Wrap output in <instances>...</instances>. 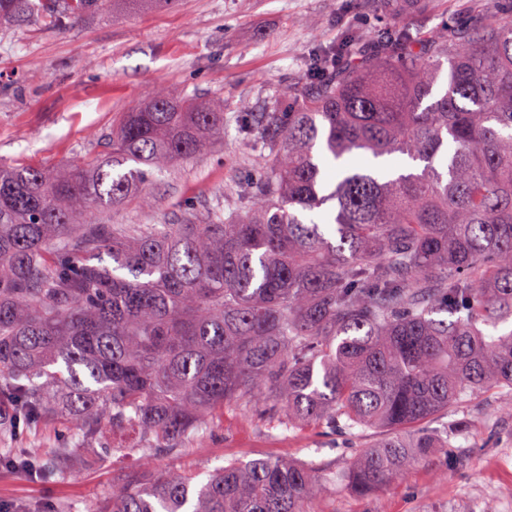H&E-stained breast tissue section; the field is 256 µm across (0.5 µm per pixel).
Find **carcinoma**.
<instances>
[{
	"mask_svg": "<svg viewBox=\"0 0 512 512\" xmlns=\"http://www.w3.org/2000/svg\"><path fill=\"white\" fill-rule=\"evenodd\" d=\"M175 0H42L49 24ZM31 0H0V21ZM363 33L305 64V87L237 130L261 171L240 205L169 224H104L152 179L224 140V101L158 86L112 129L108 159L0 164V401L63 419L76 444L174 452L232 407L287 428L375 429L346 473L366 495L475 426L428 424L495 389L512 413V14ZM365 158L367 167L354 161ZM110 262H105V259ZM50 456L0 448L44 474ZM330 480L286 458L229 460L112 488L95 512H313Z\"/></svg>",
	"mask_w": 512,
	"mask_h": 512,
	"instance_id": "obj_1",
	"label": "carcinoma"
}]
</instances>
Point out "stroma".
Segmentation results:
<instances>
[{"instance_id":"obj_1","label":"stroma","mask_w":512,"mask_h":512,"mask_svg":"<svg viewBox=\"0 0 512 512\" xmlns=\"http://www.w3.org/2000/svg\"><path fill=\"white\" fill-rule=\"evenodd\" d=\"M462 0H405L391 12L373 0H179L176 7L120 19L89 15L53 28L30 13L0 22V163L53 169L92 164L108 151L112 127L156 86L224 100L226 135L205 154L175 163L154 181V204L131 200L103 214L107 224H159L188 210L222 204L234 215L228 188L256 171L258 160L237 137L243 104L264 111L270 96L302 83L301 64L313 46L335 47L346 32L372 42L393 37L399 24L428 31L460 24ZM477 419V430L452 438L440 451L366 496L337 490L317 497L316 512H512V415L487 391L433 421ZM374 431L354 437L320 426L285 428L235 409L200 444L139 459L75 447L64 421L0 428V448L36 447L42 455L69 451L49 477L0 469V512H92L112 485L167 470L183 475L231 459L288 457L343 477Z\"/></svg>"}]
</instances>
